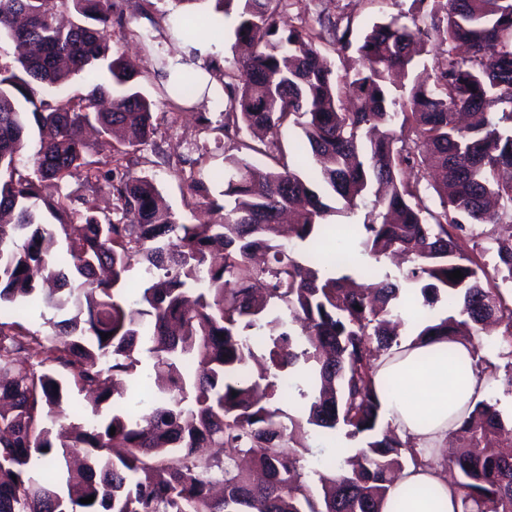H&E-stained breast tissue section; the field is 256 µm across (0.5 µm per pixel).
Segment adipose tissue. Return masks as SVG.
Returning <instances> with one entry per match:
<instances>
[{
  "instance_id": "obj_1",
  "label": "adipose tissue",
  "mask_w": 512,
  "mask_h": 512,
  "mask_svg": "<svg viewBox=\"0 0 512 512\" xmlns=\"http://www.w3.org/2000/svg\"><path fill=\"white\" fill-rule=\"evenodd\" d=\"M466 341L406 342L400 353L380 359L377 383L392 382L394 392H381L384 414L395 432L421 448H437L461 423L469 403L482 399L493 377L477 366ZM413 486L431 488L429 497L412 499ZM456 489L440 466L408 468L389 489L382 512H462Z\"/></svg>"
}]
</instances>
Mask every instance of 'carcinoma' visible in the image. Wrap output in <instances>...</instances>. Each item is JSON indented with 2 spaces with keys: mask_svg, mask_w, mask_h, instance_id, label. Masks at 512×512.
Returning a JSON list of instances; mask_svg holds the SVG:
<instances>
[{
  "mask_svg": "<svg viewBox=\"0 0 512 512\" xmlns=\"http://www.w3.org/2000/svg\"><path fill=\"white\" fill-rule=\"evenodd\" d=\"M122 2L0 0V39L26 47L0 60V308L70 312L43 336L0 320V512H381L396 473L436 459L380 427L377 361L400 350L389 323L412 306L409 286L423 297L418 336L453 342L495 320L512 346L500 291L512 285V238L495 236L512 224V0H415L411 23L375 22L354 41L350 26L321 19L337 54H355L337 77L320 34L281 24L282 0H176L234 17L236 43L252 48L242 70L214 68L227 96L215 143L272 134L224 157L222 201L215 174L184 159L195 205L211 214L199 224L127 169L155 126L137 71L109 58L105 31ZM420 54L432 57L433 83L390 98L389 74ZM80 74L87 93L50 98ZM197 88L185 74L164 95L184 101ZM287 124L302 129L296 152L346 214L374 196L354 225L361 260L319 262L330 207L281 157ZM88 127L124 132L111 159H91ZM79 168L91 192L106 183L111 213L65 191ZM464 240L493 253V266ZM394 254L410 263L402 278L370 281ZM143 377L154 391L136 399L128 382ZM74 388L90 414L71 421ZM292 393L302 420L280 407ZM289 424L359 443L317 471V496ZM506 430L489 400L464 413V443L448 459L463 475V512H512V454L497 446Z\"/></svg>",
  "mask_w": 512,
  "mask_h": 512,
  "instance_id": "cac0c4a2",
  "label": "carcinoma"
}]
</instances>
